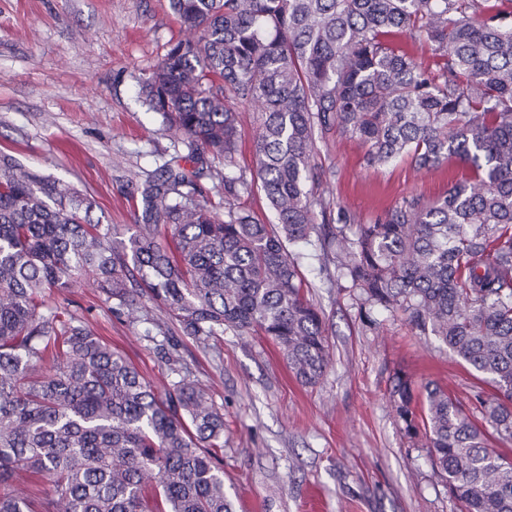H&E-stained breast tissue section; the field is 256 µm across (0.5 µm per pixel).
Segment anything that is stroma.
Returning a JSON list of instances; mask_svg holds the SVG:
<instances>
[{"instance_id": "stroma-1", "label": "stroma", "mask_w": 512, "mask_h": 512, "mask_svg": "<svg viewBox=\"0 0 512 512\" xmlns=\"http://www.w3.org/2000/svg\"><path fill=\"white\" fill-rule=\"evenodd\" d=\"M181 35L169 0H0V152L87 190L102 223L134 224L147 175L189 165L185 142L139 97ZM363 156L358 141L340 136L318 141L315 153L326 173L319 193L363 224L403 199L444 194L463 172L453 161L374 169ZM332 262L313 246L300 266L330 346L312 387L263 337L199 342L149 299L130 316L83 284L51 292L48 303L84 315L160 391L173 376L146 332L177 337L182 364L224 414L218 454L236 512H458L427 449L405 436L390 391L400 372L465 401L474 372L434 337L412 334L402 315L368 322L352 289L319 274Z\"/></svg>"}]
</instances>
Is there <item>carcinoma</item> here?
I'll return each mask as SVG.
<instances>
[{
    "instance_id": "obj_1",
    "label": "carcinoma",
    "mask_w": 512,
    "mask_h": 512,
    "mask_svg": "<svg viewBox=\"0 0 512 512\" xmlns=\"http://www.w3.org/2000/svg\"><path fill=\"white\" fill-rule=\"evenodd\" d=\"M505 0H170L187 35L142 82L143 103L186 141L234 167L238 112L254 113L253 170L224 175V217L169 166L141 192L135 231L93 220L95 201L0 153V512H235L215 449L224 414L171 354L164 394L48 292L89 279L133 314L163 305L197 340L261 334L296 379L319 382L326 322L299 260L334 255L366 318L402 313L494 394L466 412L448 389L396 376L407 436L424 435L462 512H512V11ZM430 44L432 72L394 47ZM358 140L370 166L455 159L469 172L433 200L412 197L359 224L328 225L314 192L317 140ZM260 187L276 223L234 203ZM187 191H182V188ZM24 473L46 489L16 488Z\"/></svg>"
}]
</instances>
